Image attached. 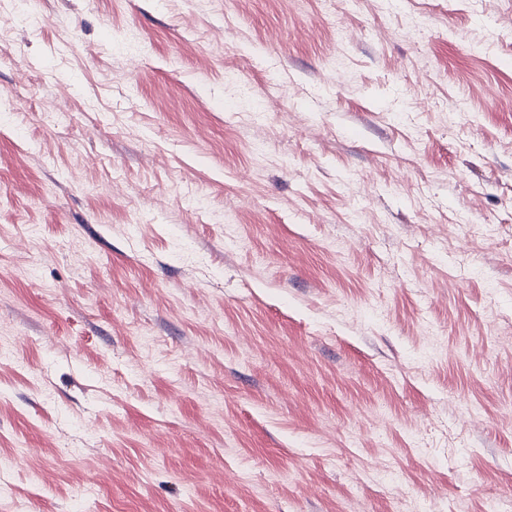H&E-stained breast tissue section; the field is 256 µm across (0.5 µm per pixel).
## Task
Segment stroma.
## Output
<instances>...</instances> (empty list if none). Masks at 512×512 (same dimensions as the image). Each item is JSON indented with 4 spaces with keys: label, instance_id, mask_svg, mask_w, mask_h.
Wrapping results in <instances>:
<instances>
[{
    "label": "stroma",
    "instance_id": "1",
    "mask_svg": "<svg viewBox=\"0 0 512 512\" xmlns=\"http://www.w3.org/2000/svg\"><path fill=\"white\" fill-rule=\"evenodd\" d=\"M35 6L0 512H512V0Z\"/></svg>",
    "mask_w": 512,
    "mask_h": 512
}]
</instances>
